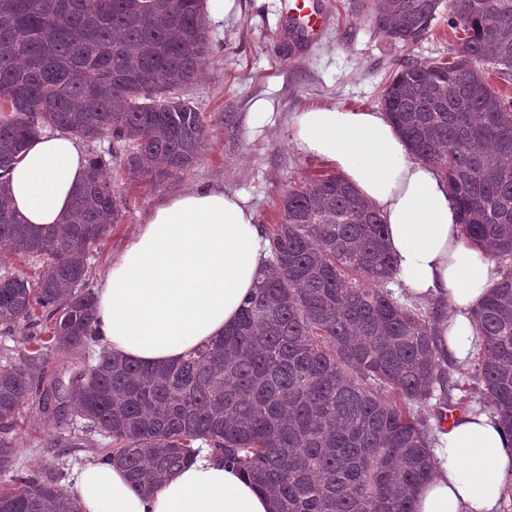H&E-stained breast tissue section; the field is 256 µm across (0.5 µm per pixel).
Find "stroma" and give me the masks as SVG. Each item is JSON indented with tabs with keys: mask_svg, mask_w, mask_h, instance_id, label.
I'll use <instances>...</instances> for the list:
<instances>
[{
	"mask_svg": "<svg viewBox=\"0 0 512 512\" xmlns=\"http://www.w3.org/2000/svg\"><path fill=\"white\" fill-rule=\"evenodd\" d=\"M370 0H315L327 19L317 41L299 37L292 51L284 43L291 28L286 0H234L223 23L210 25L211 49L200 77L176 92L200 112L207 129L194 166L164 183L128 182L112 161L109 182L123 202L121 217L93 248L89 276L99 283L112 258L130 241L149 211L181 191L212 185L242 194L258 224L276 223L280 200L290 188L326 164L297 147L293 116L310 104L381 110L387 81L406 60L453 57L458 46L448 26L454 0H441L429 36L413 45L379 34L367 9ZM268 116L258 120L256 107ZM72 407L43 413L35 398L20 406L11 434L18 466L56 474V488L68 492L70 474L98 460L100 441L70 447Z\"/></svg>",
	"mask_w": 512,
	"mask_h": 512,
	"instance_id": "stroma-1",
	"label": "stroma"
}]
</instances>
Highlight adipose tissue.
<instances>
[{
	"label": "adipose tissue",
	"instance_id": "adipose-tissue-1",
	"mask_svg": "<svg viewBox=\"0 0 512 512\" xmlns=\"http://www.w3.org/2000/svg\"><path fill=\"white\" fill-rule=\"evenodd\" d=\"M295 141L340 172L381 213L397 280L408 294L440 301L438 350L459 363L476 351L472 314L497 278L495 261L462 233L448 184L409 154L383 113L316 106L295 116ZM86 173L71 134L47 130L6 175L12 203L39 229L60 223ZM263 228L241 195L223 187L169 196L109 266L96 297V334L108 351L146 366L178 362L223 335L265 259ZM433 476L416 512H499L512 479V433L490 411L457 417L440 433ZM82 512H275L239 470L201 453L150 497L109 463L77 469Z\"/></svg>",
	"mask_w": 512,
	"mask_h": 512
}]
</instances>
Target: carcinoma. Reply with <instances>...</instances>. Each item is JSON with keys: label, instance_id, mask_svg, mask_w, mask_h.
I'll use <instances>...</instances> for the list:
<instances>
[{"label": "carcinoma", "instance_id": "carcinoma-1", "mask_svg": "<svg viewBox=\"0 0 512 512\" xmlns=\"http://www.w3.org/2000/svg\"><path fill=\"white\" fill-rule=\"evenodd\" d=\"M204 0H0V172L44 130L106 136L129 182L163 183L205 145L204 122L171 93L195 80L208 53ZM440 0H376L380 34L404 44L428 35ZM448 27L465 33L454 60L403 62L382 106L409 150L439 169L464 235L497 261L499 279L473 318L475 389L437 354L439 304L397 294L386 225L336 174L288 190L267 234L268 259L224 336L176 364L147 367L106 350L69 392L81 425L71 442L105 440L151 492L210 458L243 470L277 512H415L433 475L431 448L448 395L494 411L512 433V0H454ZM466 56L476 69L463 71ZM101 153L63 223H23L0 183V246L44 268L35 279L0 271V335L28 322L22 359L0 360V473L13 471L8 436L21 402L50 411L45 352H86L96 301L87 260L118 222ZM0 489V512H79L40 474Z\"/></svg>", "mask_w": 512, "mask_h": 512}]
</instances>
